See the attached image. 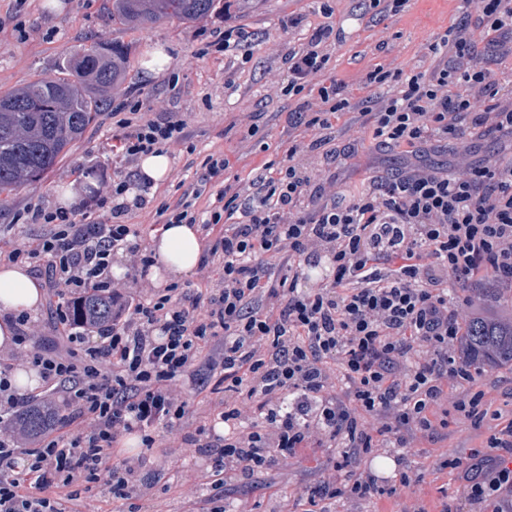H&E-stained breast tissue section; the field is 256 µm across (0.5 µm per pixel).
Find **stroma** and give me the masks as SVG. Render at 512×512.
Returning a JSON list of instances; mask_svg holds the SVG:
<instances>
[{"label":"stroma","instance_id":"1","mask_svg":"<svg viewBox=\"0 0 512 512\" xmlns=\"http://www.w3.org/2000/svg\"><path fill=\"white\" fill-rule=\"evenodd\" d=\"M51 0H0V95L16 91L36 80H55L60 65L77 46L113 44L125 52V74L110 102L119 104L134 95L147 102L151 111L172 112L186 124L189 150L170 154V170L165 182L154 189L156 201L178 200L183 189H200L197 211L211 210L224 181L228 178L261 174L270 160H281L288 147V115L298 111L301 97L272 94V71L286 72L289 45L308 37L324 17L317 0H234L230 9L216 7L208 16L191 23L164 20L140 27H128L112 18V0H62V12H55ZM232 11L233 24L246 27L250 45L233 56L234 75L225 78L223 53L205 52L224 29V13ZM299 18L295 28H287L289 18ZM473 0H412L404 12L372 20L360 0H337L335 25L344 31V40L331 56L327 71L343 81L354 99L367 97L360 77L379 64L410 70L417 64L425 45L440 41L449 29L475 19ZM25 28V39H18V28ZM388 49H380V41ZM163 47L168 61L157 73L145 68L147 53ZM257 115L258 131L251 143L254 152L241 158L239 141L242 127L232 126L236 113ZM112 120L102 111L75 142L66 156L40 180L29 182L0 203V251L26 242L35 243L47 233L44 224H15L16 213L37 204H56L58 187L73 185L90 220H97L96 203L109 196L116 157L112 153ZM337 159L326 165L328 176L339 187L355 191L369 171L384 175L404 164L399 149H378L369 133L336 132L328 145ZM224 153L229 167L224 176L204 181L203 162L208 155ZM512 154V137L497 135L467 145L449 143L431 150L429 163L449 167L458 162H475L482 157ZM474 434L449 429L447 449H407V463L419 479L424 493L438 501L459 504L461 480L455 471L442 468L445 451L476 447ZM206 457L187 451L178 462L164 461L161 448L147 453L146 472L161 468L165 476L154 489L157 512H201L203 502L193 487L197 467ZM328 463L325 454L308 453L289 468H277L250 479L226 484L225 504L249 499L255 512H275L273 489H314Z\"/></svg>","mask_w":512,"mask_h":512}]
</instances>
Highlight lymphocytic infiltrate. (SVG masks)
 Segmentation results:
<instances>
[{
  "instance_id": "f902f5d3",
  "label": "lymphocytic infiltrate",
  "mask_w": 512,
  "mask_h": 512,
  "mask_svg": "<svg viewBox=\"0 0 512 512\" xmlns=\"http://www.w3.org/2000/svg\"><path fill=\"white\" fill-rule=\"evenodd\" d=\"M476 9V26L459 24L429 45L436 65L377 66L362 85L378 95L355 103L325 74L335 10L324 0V23L289 48L288 72L274 80L291 96L317 89L288 123L284 157L260 176L235 178L209 215L184 198L155 208L156 226L215 232L196 269L206 294L150 287L140 228L124 220L149 193L135 164L185 145L184 121L150 116L140 99L112 110L126 171L111 199H100L102 218L34 206L23 222L49 233L0 253L11 263L39 259L58 292L66 351L32 343L27 315L12 325L42 380L38 400L69 409L50 433L24 439L14 418L25 400L11 386L12 363L0 358V512H67L65 501L98 482L116 512H142L152 489L145 458L114 452L132 433L147 449L165 434L173 459L186 448L210 456L199 476L212 491L203 512H254L245 499L225 509L216 489L315 449L331 457L318 488L290 495L279 512H329L333 502L360 512L387 492L405 494L400 512H452L413 490L404 451L444 441L453 421L483 434L482 447L443 461L461 478L468 512H512V417L484 427L498 386L457 356L470 289L488 276L512 289V157L450 170L420 161L435 142L512 134V83L491 69L512 58V0H477ZM338 124L371 132L412 164L393 178L369 176L351 196L325 189L320 150ZM118 253L128 272L113 279ZM322 258L328 281L304 287L305 267ZM89 291L111 296V323L71 321V304ZM201 362L226 391L221 436L185 429V386ZM369 454L398 464L393 485L364 465Z\"/></svg>"
}]
</instances>
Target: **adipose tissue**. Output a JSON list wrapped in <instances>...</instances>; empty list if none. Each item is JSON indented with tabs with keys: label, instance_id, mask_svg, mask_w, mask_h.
<instances>
[{
	"label": "adipose tissue",
	"instance_id": "obj_1",
	"mask_svg": "<svg viewBox=\"0 0 512 512\" xmlns=\"http://www.w3.org/2000/svg\"><path fill=\"white\" fill-rule=\"evenodd\" d=\"M149 248L157 263L153 267L155 284L190 276L202 254L201 229L196 224H169L151 234ZM43 302L40 282L23 264H0V348L13 346L14 334L7 317L11 314H37Z\"/></svg>",
	"mask_w": 512,
	"mask_h": 512
}]
</instances>
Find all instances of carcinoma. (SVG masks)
<instances>
[{"label":"carcinoma","mask_w":512,"mask_h":512,"mask_svg":"<svg viewBox=\"0 0 512 512\" xmlns=\"http://www.w3.org/2000/svg\"><path fill=\"white\" fill-rule=\"evenodd\" d=\"M216 0H112V17L138 27L164 19L193 22L208 16ZM67 76L35 81L0 95V197L41 178L81 139L105 94L122 78L119 47L91 45L64 58ZM76 321L96 326L112 321V297L91 291L71 306ZM463 360L478 371L512 366V323L473 314L464 321ZM54 414L34 403L19 413V424L30 436L48 430Z\"/></svg>","instance_id":"obj_1"}]
</instances>
